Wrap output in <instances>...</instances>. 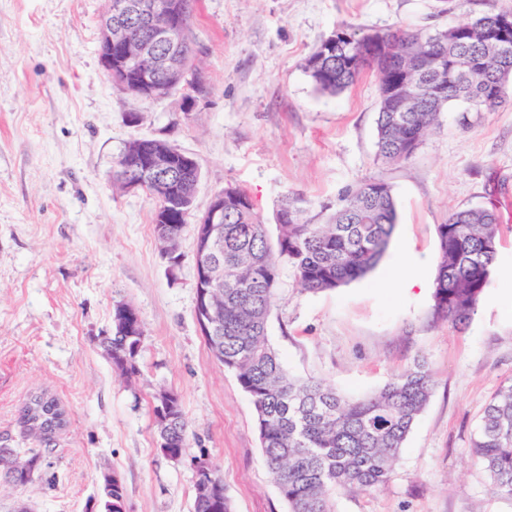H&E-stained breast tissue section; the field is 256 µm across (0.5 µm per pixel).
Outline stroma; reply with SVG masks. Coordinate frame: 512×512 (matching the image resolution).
<instances>
[{
	"instance_id": "35a3bbf8",
	"label": "stroma",
	"mask_w": 512,
	"mask_h": 512,
	"mask_svg": "<svg viewBox=\"0 0 512 512\" xmlns=\"http://www.w3.org/2000/svg\"><path fill=\"white\" fill-rule=\"evenodd\" d=\"M107 9L108 0H0V447H33L20 424L31 396H51L65 412L32 482L0 484V512L21 503L89 512L109 471L124 480L128 512H193L196 456L222 475L232 512H289L251 398L196 320L194 226L179 240L182 263L170 266L153 200L112 179L136 138L195 158V214L230 183L272 237L284 195L321 223L347 189L390 185L398 220L379 265L310 293L280 263L268 340L288 374L352 398L419 356L433 374L388 484L337 492L336 512H512L471 452L486 405L512 378V82L493 111L449 105L409 159L385 164L376 159L375 72L331 96L304 68L339 27L443 29L462 12L450 0H199L193 37L206 91L189 109L177 94L140 100L112 84L98 57ZM469 207L496 208L500 244L475 315L457 329L432 314L437 227ZM118 303L144 328L132 375L98 345ZM163 390L179 395L188 426L177 460L162 454L154 424Z\"/></svg>"
}]
</instances>
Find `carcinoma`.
Segmentation results:
<instances>
[{
    "mask_svg": "<svg viewBox=\"0 0 512 512\" xmlns=\"http://www.w3.org/2000/svg\"><path fill=\"white\" fill-rule=\"evenodd\" d=\"M500 14H482L434 32L396 30L383 33V46L368 49L369 33L344 30L335 45L323 41L308 56L305 70L321 93L336 95L353 86L366 68L376 72L379 89L415 86L424 104L414 112H395L391 99L378 101L376 158L382 163L408 159L422 138L439 125L452 102L468 112L498 107L512 79V31L505 40L491 39ZM190 9L178 37L187 66L194 61ZM436 53L444 63L482 59L444 94L435 93L441 76L423 71L420 60ZM152 152L170 153L178 166L163 189L142 187L154 200L157 240L173 266L182 262L179 238L194 209L200 169L191 155L162 139L129 141L120 153L115 177L124 187L133 167ZM224 199V320L207 345L224 367L235 372L257 415L261 450L290 512H335L338 489L368 493L385 486L400 449L432 393V377L417 360L394 375L382 389L364 398L348 399L314 378L297 379L285 371L267 339V324L278 284L279 261L294 269L298 285L318 292L340 288L367 276L386 253L396 228L397 211L390 187L369 180L347 190L322 224L304 216L285 196L278 211L277 247L256 215L248 194L231 184L215 195ZM499 216L493 209L454 210L437 227L438 261L433 280L434 315L454 327L474 315L487 288L498 254ZM144 331L126 338L112 326L99 346L112 366L136 370ZM170 425L156 423L160 450L171 457L188 449V431L179 396H174ZM26 436L48 441L61 429L62 412L52 397L35 396L21 411ZM473 457L490 479V491L512 500V378L487 405ZM42 458L35 448H0V479L21 487L31 479L21 465ZM193 512H232L227 497L194 490Z\"/></svg>",
    "mask_w": 512,
    "mask_h": 512,
    "instance_id": "cac0c4a2",
    "label": "carcinoma"
}]
</instances>
